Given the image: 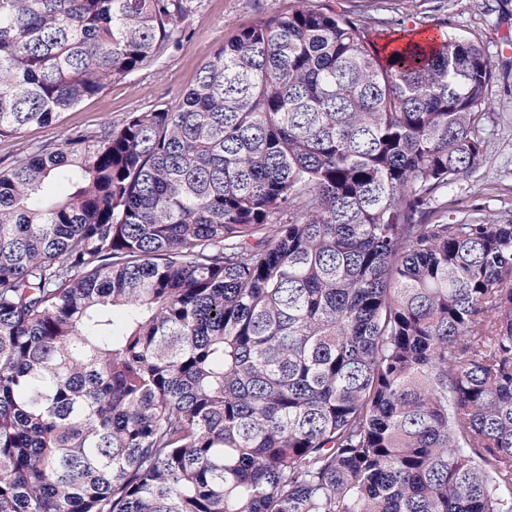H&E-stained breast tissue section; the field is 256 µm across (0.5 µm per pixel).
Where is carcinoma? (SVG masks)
I'll return each instance as SVG.
<instances>
[{
  "label": "carcinoma",
  "instance_id": "obj_1",
  "mask_svg": "<svg viewBox=\"0 0 512 512\" xmlns=\"http://www.w3.org/2000/svg\"><path fill=\"white\" fill-rule=\"evenodd\" d=\"M190 0H0V138ZM475 42L304 4L0 169V512H512V219Z\"/></svg>",
  "mask_w": 512,
  "mask_h": 512
}]
</instances>
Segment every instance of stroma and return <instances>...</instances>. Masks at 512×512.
Wrapping results in <instances>:
<instances>
[{
    "instance_id": "1",
    "label": "stroma",
    "mask_w": 512,
    "mask_h": 512,
    "mask_svg": "<svg viewBox=\"0 0 512 512\" xmlns=\"http://www.w3.org/2000/svg\"><path fill=\"white\" fill-rule=\"evenodd\" d=\"M320 7L363 18L370 38L409 30L452 34L478 41L492 70L488 90L485 148L477 168L456 188L465 205L486 213L512 215V0H311ZM299 0H193L179 44L155 70L108 83L105 89L66 112L61 121L32 126L0 139V167H10L30 148L63 141L71 133L120 124L131 112L176 104L214 53L259 18L298 8Z\"/></svg>"
}]
</instances>
